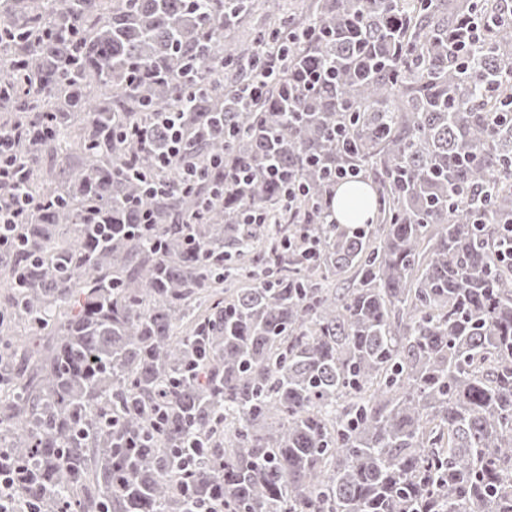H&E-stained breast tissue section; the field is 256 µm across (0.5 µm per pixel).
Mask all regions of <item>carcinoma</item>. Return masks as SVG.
Masks as SVG:
<instances>
[{
	"label": "carcinoma",
	"instance_id": "obj_1",
	"mask_svg": "<svg viewBox=\"0 0 512 512\" xmlns=\"http://www.w3.org/2000/svg\"><path fill=\"white\" fill-rule=\"evenodd\" d=\"M498 6L0 0V126L57 117L0 255V330L50 337L0 374L38 512H512V33L451 43ZM339 169L382 223H325ZM166 114L163 127L166 130L167 149L157 155L149 156V166L155 170H160L170 165V158L179 155L180 141L183 137V128L179 112H163Z\"/></svg>",
	"mask_w": 512,
	"mask_h": 512
}]
</instances>
